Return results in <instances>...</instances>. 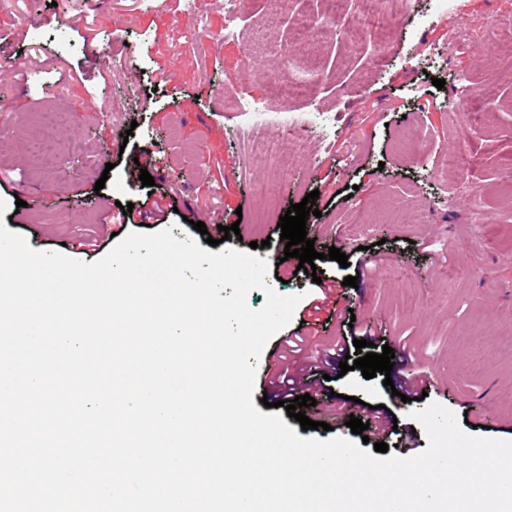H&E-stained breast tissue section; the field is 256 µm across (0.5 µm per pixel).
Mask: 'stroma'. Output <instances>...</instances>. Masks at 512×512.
I'll list each match as a JSON object with an SVG mask.
<instances>
[{
	"label": "stroma",
	"instance_id": "35a3bbf8",
	"mask_svg": "<svg viewBox=\"0 0 512 512\" xmlns=\"http://www.w3.org/2000/svg\"><path fill=\"white\" fill-rule=\"evenodd\" d=\"M367 10L381 24L353 28ZM497 22L512 23V0H240L232 17L220 0H0V222L90 263L141 230L113 221L119 204L160 202L150 232L222 238L276 265L267 284L302 296L289 334L320 290L281 261L278 221L318 191L315 265L337 288L316 335L409 345V372L432 382L405 403L380 374L317 380L338 398L307 437L361 442L343 415L359 399L396 418L381 437L392 455L427 448L408 413L428 401L512 441V56L492 49ZM254 101L311 120L291 136L245 112ZM212 215L222 225L194 229Z\"/></svg>",
	"mask_w": 512,
	"mask_h": 512
}]
</instances>
